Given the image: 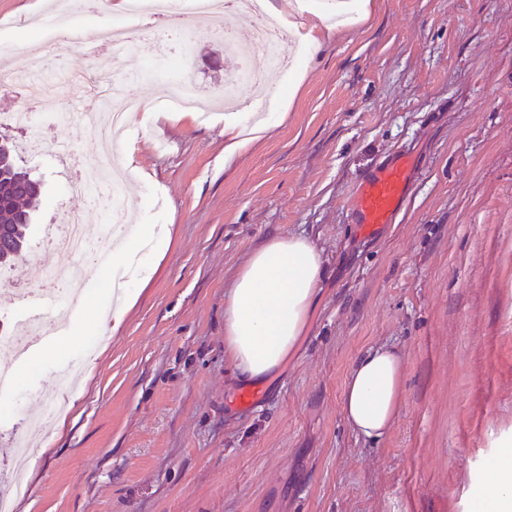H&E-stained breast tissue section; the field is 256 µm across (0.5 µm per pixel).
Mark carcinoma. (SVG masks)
Masks as SVG:
<instances>
[{
    "mask_svg": "<svg viewBox=\"0 0 512 512\" xmlns=\"http://www.w3.org/2000/svg\"><path fill=\"white\" fill-rule=\"evenodd\" d=\"M40 194L39 182L14 158L13 149H0V266L23 256L29 247L30 209Z\"/></svg>",
    "mask_w": 512,
    "mask_h": 512,
    "instance_id": "obj_1",
    "label": "carcinoma"
}]
</instances>
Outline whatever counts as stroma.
Wrapping results in <instances>:
<instances>
[{
	"label": "stroma",
	"instance_id": "1",
	"mask_svg": "<svg viewBox=\"0 0 512 512\" xmlns=\"http://www.w3.org/2000/svg\"><path fill=\"white\" fill-rule=\"evenodd\" d=\"M38 0H0V74L29 70L23 42L41 31ZM366 23L323 31L321 48L273 76L269 131L224 160V111L205 120L156 108L174 59L192 91L237 84L219 18L171 23L165 43L142 25L121 54L122 93L142 101L120 154L131 172L114 201L134 224L162 225L168 244L121 326L87 320L60 332L0 393V485L11 439L44 414L14 512H472L494 464L512 452V0H374ZM57 102L43 140L0 126L42 181L31 249L0 268V293L52 267L43 242L67 212L91 237L105 215L69 196L65 160L101 151L89 125L94 72L75 47L49 57ZM415 164V189L375 238L352 224L360 175L391 154ZM301 234L324 274L307 335L251 409L224 355V291L251 252ZM93 268L85 304L112 315V269ZM403 361L390 429L371 440L347 424V375L370 348Z\"/></svg>",
	"mask_w": 512,
	"mask_h": 512
}]
</instances>
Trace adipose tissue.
Returning a JSON list of instances; mask_svg holds the SVG:
<instances>
[{"label": "adipose tissue", "mask_w": 512, "mask_h": 512, "mask_svg": "<svg viewBox=\"0 0 512 512\" xmlns=\"http://www.w3.org/2000/svg\"><path fill=\"white\" fill-rule=\"evenodd\" d=\"M160 227L143 224L136 237L112 251L113 266L149 271L150 247ZM324 259L300 235H277L253 252L224 298V350L244 383L261 382L278 368L303 336L317 304ZM403 364L386 347L370 349L352 366L342 395L350 427L368 438L390 428L396 414ZM476 512H512V462L492 472Z\"/></svg>", "instance_id": "obj_1"}]
</instances>
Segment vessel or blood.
Returning a JSON list of instances; mask_svg holds the SVG:
<instances>
[{"label": "vessel or blood", "instance_id": "vessel-or-blood-1", "mask_svg": "<svg viewBox=\"0 0 512 512\" xmlns=\"http://www.w3.org/2000/svg\"><path fill=\"white\" fill-rule=\"evenodd\" d=\"M414 185L412 162L406 153L392 158L363 173L350 201L353 223L369 235L377 234L382 225L394 223ZM12 305L17 334L25 345L17 349L16 357L27 350H39L53 342L55 324L72 319L80 309V298L59 304L47 293L34 290H13Z\"/></svg>", "mask_w": 512, "mask_h": 512}]
</instances>
